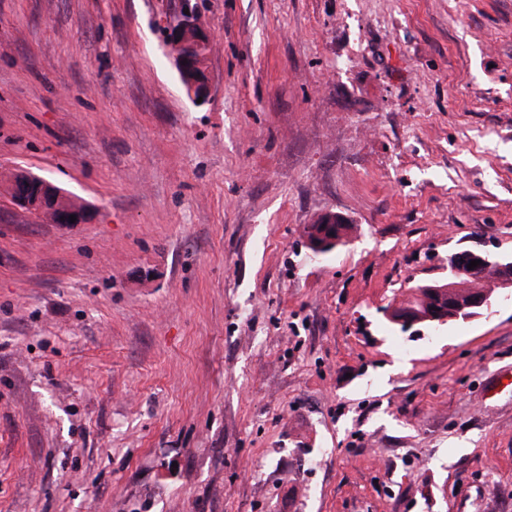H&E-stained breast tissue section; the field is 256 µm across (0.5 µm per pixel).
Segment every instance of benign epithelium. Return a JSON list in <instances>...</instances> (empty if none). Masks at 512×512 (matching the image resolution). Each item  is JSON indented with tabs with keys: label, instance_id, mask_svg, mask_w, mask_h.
Returning <instances> with one entry per match:
<instances>
[{
	"label": "benign epithelium",
	"instance_id": "1",
	"mask_svg": "<svg viewBox=\"0 0 512 512\" xmlns=\"http://www.w3.org/2000/svg\"><path fill=\"white\" fill-rule=\"evenodd\" d=\"M175 9L162 16L161 26L166 29L165 49L176 68H186L190 57L187 49L192 47L197 52L208 55L211 44V33L205 24L199 8L185 5L184 0H174ZM187 95L193 100H207L210 93L209 76L206 66H198V72L185 85ZM10 195L15 207L41 217H45L53 224L68 225L70 216H76V223L81 224L87 218L84 207L74 204L54 185L43 182L37 186L32 175L21 171L13 177L10 186ZM348 220L343 216L327 212L320 221L319 236L323 242L315 245L311 251L312 257L319 258L325 249H334L345 243V239L336 231V225L346 224ZM472 260L480 261L473 269L467 268ZM454 269L467 275L471 279L481 278L486 269L495 266L499 272V285L503 288L512 287V262L497 260L488 253L467 250L451 257ZM452 286L443 280L424 282L415 287V292L429 296H438L451 292ZM489 305V293L476 290L462 305L450 304L446 308H431L427 313H410L399 315L395 323L408 331L415 327L437 328L445 325L451 319L464 316L466 319L476 317Z\"/></svg>",
	"mask_w": 512,
	"mask_h": 512
}]
</instances>
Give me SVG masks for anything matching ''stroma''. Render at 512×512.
<instances>
[{
    "mask_svg": "<svg viewBox=\"0 0 512 512\" xmlns=\"http://www.w3.org/2000/svg\"><path fill=\"white\" fill-rule=\"evenodd\" d=\"M165 3L0 0V512H512V287L382 312L512 257V0H204L202 103ZM199 71L194 75L193 78L185 85L187 95L193 100L197 101L199 97H202V102H205L210 93V83L208 71L205 65L197 66ZM52 184L44 181L36 187L30 173L21 171L15 174L10 186L13 205L27 213L45 217L52 224H82L87 218L85 208L74 204ZM70 215L76 216L75 223L70 222ZM348 223L349 221L346 218L337 213L327 212L323 214L320 221L321 226L318 231L319 236L323 238V243L314 245L315 250H311L312 257L320 258L323 250L335 249L339 245L345 243L346 240L336 231V224H346L343 225V228L346 231L351 232L354 229V226ZM455 271L466 274L471 279L481 278L486 269L494 265L499 272V285L503 288L512 287V262L497 260L491 257L488 253H482L473 250H466L465 252L459 253L450 257ZM472 260H480V264L474 269L467 268V265ZM489 297L488 292L475 290L465 304H450L448 308L432 307L426 314L410 313L398 315L394 321L400 328L404 327L406 331L415 327L437 328L447 324L448 320L454 321L451 319L459 318L460 314L464 316L465 320L480 315L484 308L488 307ZM387 321L392 325L398 326L390 319H387Z\"/></svg>",
    "mask_w": 512,
    "mask_h": 512,
    "instance_id": "1",
    "label": "stroma"
}]
</instances>
